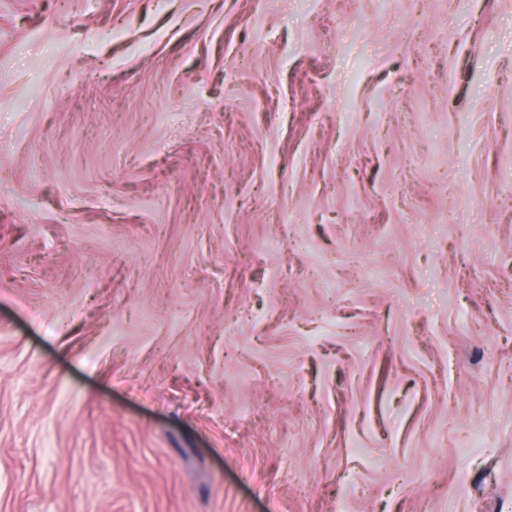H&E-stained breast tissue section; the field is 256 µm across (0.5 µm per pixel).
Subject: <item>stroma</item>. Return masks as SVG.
<instances>
[{"mask_svg": "<svg viewBox=\"0 0 512 512\" xmlns=\"http://www.w3.org/2000/svg\"><path fill=\"white\" fill-rule=\"evenodd\" d=\"M0 512H512V0H0Z\"/></svg>", "mask_w": 512, "mask_h": 512, "instance_id": "stroma-1", "label": "stroma"}]
</instances>
